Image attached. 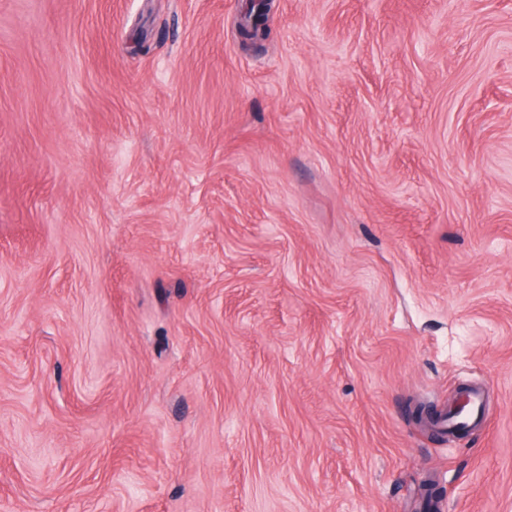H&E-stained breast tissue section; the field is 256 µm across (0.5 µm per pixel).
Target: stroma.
Returning a JSON list of instances; mask_svg holds the SVG:
<instances>
[{
    "instance_id": "stroma-1",
    "label": "stroma",
    "mask_w": 512,
    "mask_h": 512,
    "mask_svg": "<svg viewBox=\"0 0 512 512\" xmlns=\"http://www.w3.org/2000/svg\"><path fill=\"white\" fill-rule=\"evenodd\" d=\"M244 2L0 0V512H512V0Z\"/></svg>"
}]
</instances>
